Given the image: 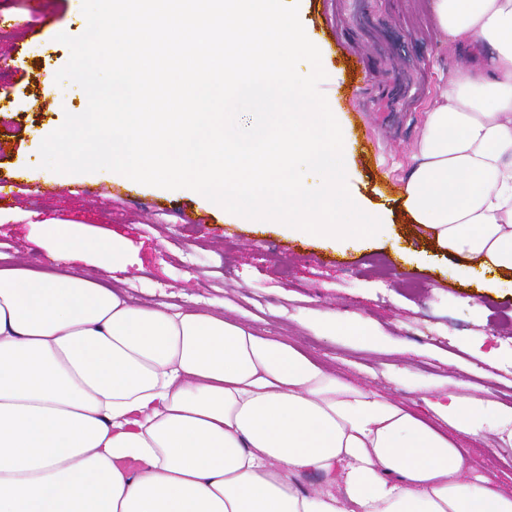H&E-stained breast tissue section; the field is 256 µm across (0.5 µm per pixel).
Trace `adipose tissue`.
Returning a JSON list of instances; mask_svg holds the SVG:
<instances>
[{
	"label": "adipose tissue",
	"instance_id": "adipose-tissue-1",
	"mask_svg": "<svg viewBox=\"0 0 512 512\" xmlns=\"http://www.w3.org/2000/svg\"><path fill=\"white\" fill-rule=\"evenodd\" d=\"M429 8L468 59L396 200L457 279L512 290V0ZM42 245L43 272L0 252V512H512L457 444L512 408L451 390L421 417L255 325L65 269L128 244L58 222Z\"/></svg>",
	"mask_w": 512,
	"mask_h": 512
}]
</instances>
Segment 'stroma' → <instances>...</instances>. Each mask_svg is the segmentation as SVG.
<instances>
[{
  "label": "stroma",
  "mask_w": 512,
  "mask_h": 512,
  "mask_svg": "<svg viewBox=\"0 0 512 512\" xmlns=\"http://www.w3.org/2000/svg\"><path fill=\"white\" fill-rule=\"evenodd\" d=\"M299 18L317 36L324 96L346 79L345 57L366 56L372 76L364 95L375 109H341L362 143L345 162L347 183L364 205L388 202L430 101L461 60L449 56L423 0H300ZM85 22L82 0H0V186L7 189L0 206L18 215L0 224L1 249L31 269H49L38 224L65 221L137 247L135 263L123 268L88 259L68 268L128 289L140 305L175 302L257 319L270 336L303 347L338 377L421 413L463 367L464 394L512 406V295L479 294L444 274L398 208L387 215L397 237L338 248L288 237L276 225L245 223L185 189L137 184L104 170L74 184L69 174L41 167L42 128L88 106L70 84L55 87L58 107L41 100L46 81L70 58L58 34ZM31 213L37 224L28 223ZM334 314L349 326L379 329L385 346L311 330ZM462 445L483 472L512 490L511 442L491 427Z\"/></svg>",
  "instance_id": "35a3bbf8"
}]
</instances>
